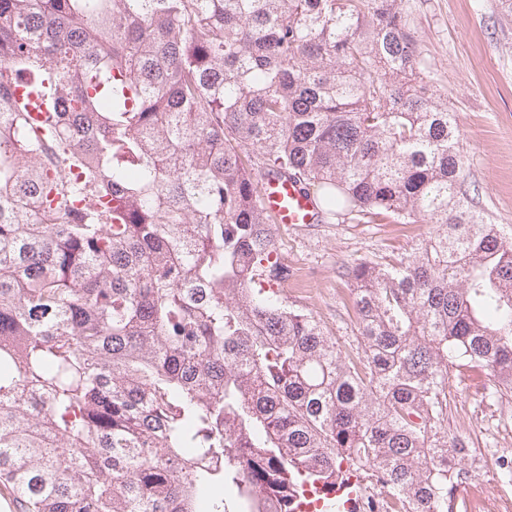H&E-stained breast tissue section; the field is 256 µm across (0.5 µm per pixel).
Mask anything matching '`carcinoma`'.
I'll return each mask as SVG.
<instances>
[{
	"mask_svg": "<svg viewBox=\"0 0 512 512\" xmlns=\"http://www.w3.org/2000/svg\"><path fill=\"white\" fill-rule=\"evenodd\" d=\"M402 0H0V488L20 512H387L469 480L448 375L512 395V226ZM54 100L44 139L13 107ZM431 230L344 267L363 356L280 300L257 185ZM347 477L345 483L336 489V497L320 499L313 504L314 507L322 512H358L361 503L359 478L352 472Z\"/></svg>",
	"mask_w": 512,
	"mask_h": 512,
	"instance_id": "1",
	"label": "carcinoma"
}]
</instances>
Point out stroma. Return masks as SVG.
Here are the masks:
<instances>
[{"label":"stroma","mask_w":512,"mask_h":512,"mask_svg":"<svg viewBox=\"0 0 512 512\" xmlns=\"http://www.w3.org/2000/svg\"><path fill=\"white\" fill-rule=\"evenodd\" d=\"M404 6L430 84L458 115L467 178L492 223L512 225V17L501 14L498 0H404ZM419 234V225L389 218L276 225L275 248L291 272L282 295L309 310L346 351H360L354 287L344 266L408 257ZM487 385L484 372L468 367L448 381V428L466 430L474 456L485 448L512 451V399L482 402Z\"/></svg>","instance_id":"stroma-1"}]
</instances>
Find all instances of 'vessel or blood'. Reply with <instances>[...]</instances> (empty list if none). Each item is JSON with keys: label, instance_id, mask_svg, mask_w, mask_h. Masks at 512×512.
Instances as JSON below:
<instances>
[{"label": "vessel or blood", "instance_id": "obj_1", "mask_svg": "<svg viewBox=\"0 0 512 512\" xmlns=\"http://www.w3.org/2000/svg\"><path fill=\"white\" fill-rule=\"evenodd\" d=\"M12 103L25 107L34 133H42L44 124L52 119V105L40 92L18 88ZM258 194L264 208L281 224H311L315 221L314 199L295 182L267 177L261 181ZM358 486V477L349 475L334 496L316 501L315 506L319 512H358L361 503Z\"/></svg>", "mask_w": 512, "mask_h": 512}]
</instances>
